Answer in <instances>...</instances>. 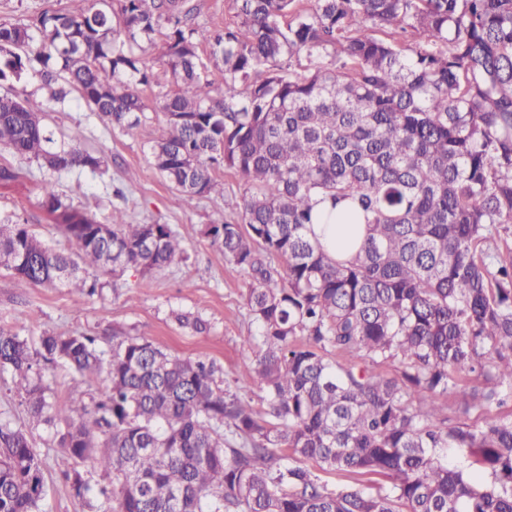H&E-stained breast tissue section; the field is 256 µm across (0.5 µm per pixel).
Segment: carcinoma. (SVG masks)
<instances>
[{"mask_svg":"<svg viewBox=\"0 0 512 512\" xmlns=\"http://www.w3.org/2000/svg\"><path fill=\"white\" fill-rule=\"evenodd\" d=\"M83 2L33 28L0 24V80L36 61L48 85L67 86L43 107L0 94V144L58 174L100 171L81 127L56 142L47 109L74 92L105 124L138 129L151 83L141 42L163 36L174 89L148 151L187 204L215 191L220 170L244 183L224 200L237 219L206 235L249 275L258 333L231 386L214 358L115 329L107 346L87 333L32 343L27 313L11 315L0 374L29 419L0 422V512H43L41 425L64 480L95 493L98 512H512V417L490 412L512 398V0H234L237 22L212 31L195 27L193 0ZM41 206L69 252L0 223V261L27 284L92 296L100 274L186 259L168 224L119 212L103 223L50 183ZM309 224H364L365 238L334 260ZM172 318L209 329L190 312ZM394 360L399 377L374 373ZM57 365L83 384L104 378L101 398L48 394L43 373ZM475 371L484 387H460ZM252 385L262 410L242 394ZM451 391L484 412L479 425L448 423ZM449 448L486 482L448 465ZM302 458L389 485L332 491ZM89 460L112 483H92Z\"/></svg>","mask_w":512,"mask_h":512,"instance_id":"cac0c4a2","label":"carcinoma"}]
</instances>
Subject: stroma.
Instances as JSON below:
<instances>
[{
  "label": "stroma",
  "mask_w": 512,
  "mask_h": 512,
  "mask_svg": "<svg viewBox=\"0 0 512 512\" xmlns=\"http://www.w3.org/2000/svg\"><path fill=\"white\" fill-rule=\"evenodd\" d=\"M74 3L75 0H0V24H29L42 11L61 12L71 9ZM159 53V44H145L142 60L152 81L144 87L143 97L150 112L136 136L104 126L73 94L52 114L56 132H67L77 124L82 126L86 147L106 157L102 172L75 170L54 175L38 160L21 159L8 149H0V157L8 159L21 172L18 181L0 184V222L31 224L49 245L66 248L65 238L40 206L41 186L50 179L64 199L98 219L110 218L119 210L133 224L170 225L185 238L186 260L147 276L136 268L104 276L102 290L92 297L64 287L24 286L12 271L0 267V312L26 309L29 319L25 334L32 339L46 332H85L108 339L116 329L145 336L177 356L217 359L229 380L248 354L242 345L243 338L257 331L245 300L250 279L225 261L205 231L209 225L229 218L224 198L241 194L243 186L237 176L221 174L218 193L189 206L154 167L148 145L162 132L164 117L159 100L172 86L170 74L158 61ZM175 310L202 316L210 323L209 332L198 335L179 328L171 317ZM34 441L45 464V512H97V498L74 497L60 475L56 466L58 449L50 432L38 430Z\"/></svg>",
  "instance_id": "35a3bbf8"
}]
</instances>
